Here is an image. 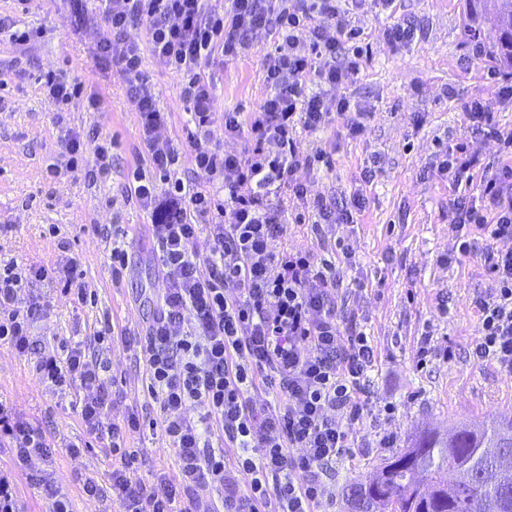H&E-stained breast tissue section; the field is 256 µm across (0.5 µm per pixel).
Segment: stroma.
Segmentation results:
<instances>
[{"instance_id":"1","label":"stroma","mask_w":512,"mask_h":512,"mask_svg":"<svg viewBox=\"0 0 512 512\" xmlns=\"http://www.w3.org/2000/svg\"><path fill=\"white\" fill-rule=\"evenodd\" d=\"M398 21L414 35L395 46L386 31ZM351 23L370 46L359 78L346 89L353 107L368 115L365 130L348 137L338 118L325 131L300 139L304 150L331 151L335 163L333 170L320 165L307 173L312 193L339 200L360 193L365 206L354 223L328 226L325 237L313 234L310 225L294 223L287 224L284 236L289 247L318 255L336 239L348 246L351 258L339 266L345 309L358 315L375 350L359 445L331 471L340 488L365 479L420 430L444 433L457 422L512 416V375L469 358L479 335L474 301L491 297L495 288L484 255L503 243L480 235L470 255H459L449 216L457 193L451 179L440 174L437 153L438 144H464L477 177L512 158L503 145L473 133L461 110L472 98L487 99L496 124L512 129V100L499 98L498 84L486 77L498 31L481 17L477 0H400L393 14L368 2ZM15 24L40 30L41 36L23 51L0 39V249L18 264L52 269L72 256L87 274L95 300L86 305L75 304L59 288L43 286L49 306L35 330L41 347L55 349L107 323L140 330L154 315L162 280L148 232L154 217L126 192L143 149L124 84L111 62L96 57L101 17L94 0H88L81 25L71 21L69 0H39L37 9L17 17ZM128 35L146 50L144 24L131 26ZM270 49L269 39L258 32L238 58L211 57L205 71L218 110L255 111L264 94L260 62ZM143 65L160 108L170 114L167 136L176 140L182 155H189V146L178 140L190 112L177 76L147 50ZM49 70L84 85L83 96L61 115L37 81ZM92 93L102 97L96 111L87 106ZM92 128L114 137L110 178L93 184L82 172L65 171L47 180L45 168L60 160L59 139L65 131ZM374 154L381 158V169L368 182L363 169ZM96 224L119 225L124 235L129 271L120 285L112 283L111 245L93 232ZM52 225L59 228V237L49 235ZM62 237L70 244L69 253L57 248ZM425 334L453 356L420 370L416 346ZM97 351L111 362L112 390L119 395L115 414L129 407L151 421L144 369L132 351L107 343ZM38 357V350L20 353L0 344V400L10 403L21 420L56 436L59 445L43 469L73 512H115L111 498L87 499L82 482L93 476L107 484L119 462L105 452L104 441L89 437L83 427L77 412L82 390L42 384L33 372ZM71 441L82 442L79 454L69 451ZM126 444L138 452L135 476L145 485H152L158 474H176L175 452L160 430L147 427L128 434ZM0 469L14 474L24 512H49L41 487L27 480L11 447L0 445Z\"/></svg>"}]
</instances>
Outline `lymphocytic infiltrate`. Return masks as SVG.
Returning a JSON list of instances; mask_svg holds the SVG:
<instances>
[{"label":"lymphocytic infiltrate","mask_w":512,"mask_h":512,"mask_svg":"<svg viewBox=\"0 0 512 512\" xmlns=\"http://www.w3.org/2000/svg\"><path fill=\"white\" fill-rule=\"evenodd\" d=\"M366 0H225L223 12L205 0H98L105 30L99 57L122 77L140 128L147 173H134L130 191L152 212L150 233L159 251L164 290L140 348L159 427L178 460L175 478L160 476L149 489L133 478L127 433L141 421L129 412L109 416L113 381L107 360L91 354L92 341L61 344L41 356L34 372L54 386L80 385L79 415L88 431L110 440L121 465L110 488L94 477L83 481L87 499L111 495L119 512H333L336 491L328 471L349 449L365 406V382L374 349L355 314L339 311L340 278L335 257L287 249L285 214L323 225L353 223L360 196L337 203L311 194L297 173L320 162L332 167L325 149L301 151L298 131L313 133L331 115L347 118L349 136L364 130L351 115L339 86L358 77L365 52L349 16ZM144 23L151 52L180 78V95L191 112L182 130L191 147L193 178L176 174L179 151L164 131L169 115L159 108L143 69L139 44L127 37ZM272 49L261 60L265 93L255 111L217 117L204 66L215 54L237 56L256 32ZM224 135L244 142L241 152L213 145L216 119ZM112 138L70 134L60 141L65 165H50L48 178L74 170L84 153L92 161L89 181L112 173ZM472 160L441 161L461 193L453 204L456 231L512 240V161L474 178ZM206 238V255L196 250ZM496 288L476 298L480 335L474 361L495 363L512 374V249L486 252ZM42 265L20 266L0 255V341L27 352L46 314L34 285L50 280ZM13 444L29 468L27 478L52 500L50 512H72L67 498L47 480L41 462L52 445L41 429L20 420L0 402V442ZM217 503L197 496L203 483Z\"/></svg>","instance_id":"1"}]
</instances>
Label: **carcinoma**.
<instances>
[{
	"label": "carcinoma",
	"instance_id": "1",
	"mask_svg": "<svg viewBox=\"0 0 512 512\" xmlns=\"http://www.w3.org/2000/svg\"><path fill=\"white\" fill-rule=\"evenodd\" d=\"M493 7L499 39L493 58L512 71V0H483ZM512 459V417L480 425L456 424L445 434L421 431L364 480L346 487L350 512H512V488L482 479L492 459Z\"/></svg>",
	"mask_w": 512,
	"mask_h": 512
}]
</instances>
